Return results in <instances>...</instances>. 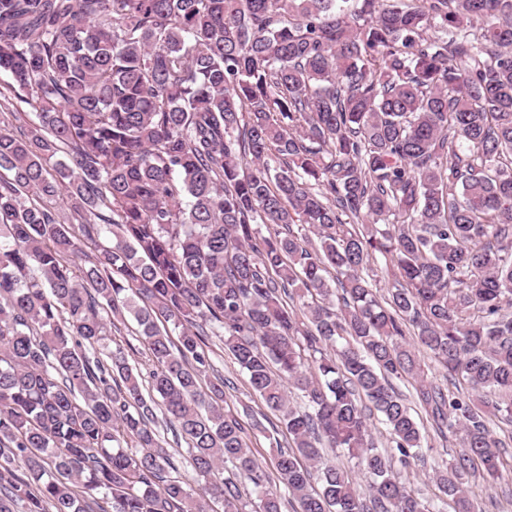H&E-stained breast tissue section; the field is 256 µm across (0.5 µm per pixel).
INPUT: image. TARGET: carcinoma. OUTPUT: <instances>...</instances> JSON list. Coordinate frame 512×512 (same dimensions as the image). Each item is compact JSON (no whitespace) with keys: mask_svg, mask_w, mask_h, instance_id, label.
Listing matches in <instances>:
<instances>
[{"mask_svg":"<svg viewBox=\"0 0 512 512\" xmlns=\"http://www.w3.org/2000/svg\"><path fill=\"white\" fill-rule=\"evenodd\" d=\"M0 72V512H245L228 463L282 512L210 336L300 512H475L512 443V0H0ZM128 315L145 364L100 350ZM395 379L458 440L435 501ZM208 346L214 352L211 356L216 369L226 380L224 409L239 419L245 429V440L269 476L270 486L275 489L277 485L278 488L273 464L276 448H270L268 439V435L275 434L274 430H281L278 417L253 392L245 373L232 356L224 351L223 337H208ZM256 421L261 423L262 429L254 426Z\"/></svg>","mask_w":512,"mask_h":512,"instance_id":"obj_1","label":"carcinoma"}]
</instances>
